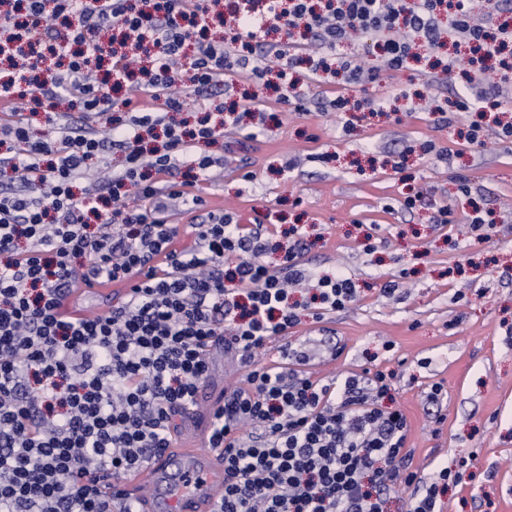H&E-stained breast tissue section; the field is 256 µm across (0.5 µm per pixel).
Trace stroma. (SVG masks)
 Masks as SVG:
<instances>
[{
	"label": "stroma",
	"mask_w": 512,
	"mask_h": 512,
	"mask_svg": "<svg viewBox=\"0 0 512 512\" xmlns=\"http://www.w3.org/2000/svg\"><path fill=\"white\" fill-rule=\"evenodd\" d=\"M295 75L297 97L287 102L256 84L242 98L238 76L229 90L185 97L190 115L231 99L242 115H225L223 139L208 148L224 164L192 187L202 206L171 211L170 220L183 228L224 211L264 225L272 248L262 260L273 268L288 228L298 226L307 274L339 271L357 288L348 309L318 320L301 313L290 329L291 339L309 342L305 372L325 383L389 374L383 405L407 419L413 470L426 479L442 467L458 475L444 512H512V140L492 136L486 149H472L462 134L474 113L445 123L427 111V100L443 102L456 88L423 63L361 87L301 63ZM407 87L423 100L400 99ZM339 95L360 111L332 109ZM442 150L450 162L438 159ZM420 187L424 200L405 208ZM475 203L494 221L483 237L468 224ZM440 206L453 223H435ZM390 281L398 289L388 297Z\"/></svg>",
	"instance_id": "1"
}]
</instances>
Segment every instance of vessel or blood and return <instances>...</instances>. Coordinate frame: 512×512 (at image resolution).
Listing matches in <instances>:
<instances>
[{"mask_svg": "<svg viewBox=\"0 0 512 512\" xmlns=\"http://www.w3.org/2000/svg\"><path fill=\"white\" fill-rule=\"evenodd\" d=\"M224 488V461L220 452L201 451L200 442L185 439L113 484V512H122L128 500H138L142 512H211Z\"/></svg>", "mask_w": 512, "mask_h": 512, "instance_id": "obj_1", "label": "vessel or blood"}]
</instances>
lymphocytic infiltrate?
Masks as SVG:
<instances>
[{"instance_id":"f902f5d3","label":"lymphocytic infiltrate","mask_w":512,"mask_h":512,"mask_svg":"<svg viewBox=\"0 0 512 512\" xmlns=\"http://www.w3.org/2000/svg\"><path fill=\"white\" fill-rule=\"evenodd\" d=\"M493 0H263L260 18L211 13L207 0H0V173L40 195H0V512H110L109 484L171 447L224 348L247 370L214 409L210 448L224 458L214 512H387L396 485H416L408 512H443L456 476L411 469L408 424L383 408L384 372L323 384L301 372L303 342L290 287L306 278L304 241L279 269L262 264L263 225L208 214L190 246L155 206L199 205L181 171L206 179L199 142L223 124L185 129L179 88L223 85L225 73L276 72L286 44L256 51V30L311 32L328 51L374 35L379 66L339 58L346 83L399 71L416 43L458 46L512 75V23ZM43 116L47 131L34 134ZM104 117L102 131L84 119ZM122 163L113 166L112 154ZM137 196L140 207L127 208ZM116 283L121 299L92 313L68 308L78 285ZM316 315L348 308L351 278L321 277ZM284 337L277 362L255 357Z\"/></svg>"}]
</instances>
